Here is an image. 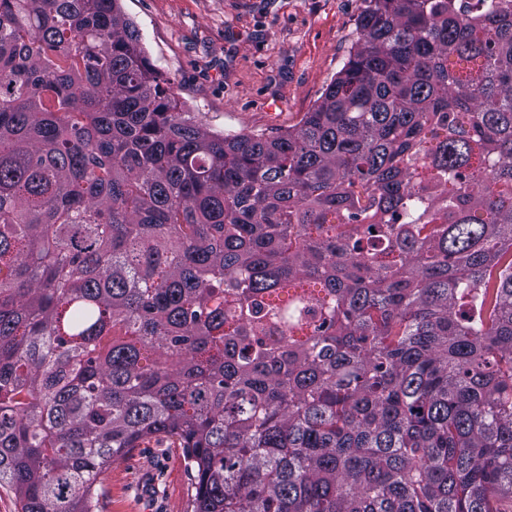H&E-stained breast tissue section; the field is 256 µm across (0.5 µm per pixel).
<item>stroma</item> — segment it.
Here are the masks:
<instances>
[{
  "label": "stroma",
  "instance_id": "1",
  "mask_svg": "<svg viewBox=\"0 0 512 512\" xmlns=\"http://www.w3.org/2000/svg\"><path fill=\"white\" fill-rule=\"evenodd\" d=\"M150 62L212 132L296 125L348 57L363 0H121ZM181 448L149 440L101 473L99 512H189Z\"/></svg>",
  "mask_w": 512,
  "mask_h": 512
}]
</instances>
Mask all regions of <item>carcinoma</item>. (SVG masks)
Instances as JSON below:
<instances>
[{
	"label": "carcinoma",
	"instance_id": "1",
	"mask_svg": "<svg viewBox=\"0 0 512 512\" xmlns=\"http://www.w3.org/2000/svg\"><path fill=\"white\" fill-rule=\"evenodd\" d=\"M275 134L183 112L119 0H0V486L96 512L183 448L191 512L512 499V0H364Z\"/></svg>",
	"mask_w": 512,
	"mask_h": 512
}]
</instances>
